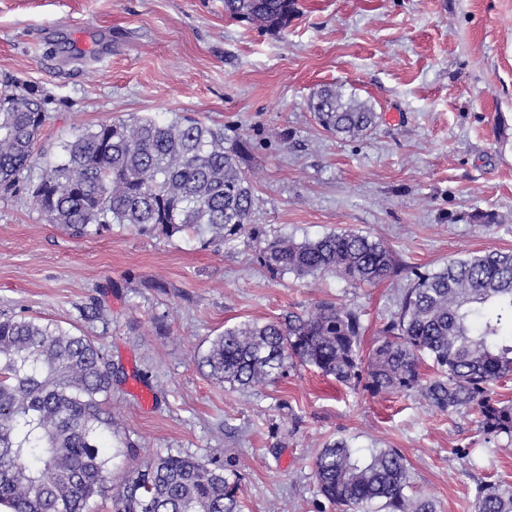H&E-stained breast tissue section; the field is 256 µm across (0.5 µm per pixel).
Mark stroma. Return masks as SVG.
I'll use <instances>...</instances> for the list:
<instances>
[{"mask_svg":"<svg viewBox=\"0 0 512 512\" xmlns=\"http://www.w3.org/2000/svg\"><path fill=\"white\" fill-rule=\"evenodd\" d=\"M51 97L37 160L0 192V317L77 327L126 375L108 407L133 447L114 476L156 455L203 457L240 475L243 512H335L312 464L323 446L394 448L437 512H474L478 480L512 484V440L408 395L372 396L296 368L248 391L199 362L224 327L317 301L362 312L363 348L396 314L407 270L512 251V0H299L271 35L224 0H0V83ZM369 101L362 140L321 130V85ZM190 113L241 146L267 236L349 229L388 245L402 275L354 288L327 276L270 280L255 245L113 226L76 239L27 192L62 141L129 115ZM496 211L501 224L468 223ZM100 305L101 318L85 309Z\"/></svg>","mask_w":512,"mask_h":512,"instance_id":"stroma-1","label":"stroma"}]
</instances>
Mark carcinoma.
Instances as JSON below:
<instances>
[{
	"label": "carcinoma",
	"instance_id": "cac0c4a2",
	"mask_svg": "<svg viewBox=\"0 0 512 512\" xmlns=\"http://www.w3.org/2000/svg\"><path fill=\"white\" fill-rule=\"evenodd\" d=\"M298 0H224L230 18L278 34ZM50 100L36 85L0 94V190L9 192L33 161ZM326 133L351 140L376 125L374 110L325 85L309 100ZM49 224L77 238L114 224L168 237L206 229L213 239L246 235L273 278L334 274L352 287L400 273L391 249L344 230L298 242L271 238L252 223L254 185L224 128L184 115L102 122L60 145L29 188ZM398 312L368 355L361 314L319 301L300 313L226 327L200 364L233 388L272 385L313 367L373 396L414 394L450 415L472 413L485 441L512 439V400L493 389L512 375V251L452 258L436 271H411ZM429 364L431 374L421 372ZM119 371L79 330L34 317L0 319V507L7 512H91L97 497L112 512H243L237 473L211 460L157 455L114 479L99 443L112 433L107 404ZM321 495L338 512H436L409 492L407 460L395 448L361 454L344 439L327 443L313 464ZM474 512H512V485H478Z\"/></svg>",
	"mask_w": 512,
	"mask_h": 512
}]
</instances>
